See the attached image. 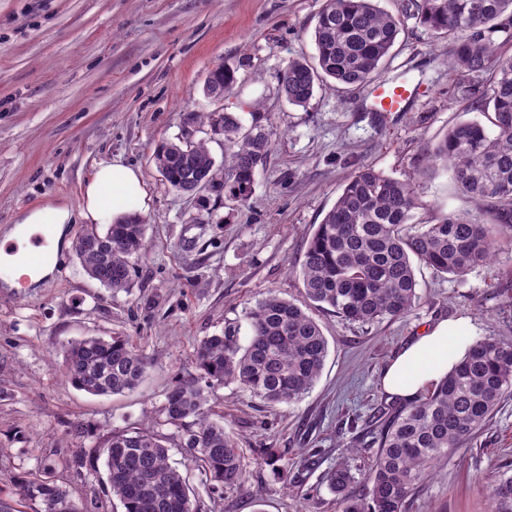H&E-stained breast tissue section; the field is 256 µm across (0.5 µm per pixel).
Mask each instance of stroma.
<instances>
[{
    "label": "stroma",
    "mask_w": 512,
    "mask_h": 512,
    "mask_svg": "<svg viewBox=\"0 0 512 512\" xmlns=\"http://www.w3.org/2000/svg\"><path fill=\"white\" fill-rule=\"evenodd\" d=\"M326 0H0V236L48 206L78 210L97 166L115 158L138 168L147 192L148 251L129 291L84 274L70 245L85 227H66L67 247L50 277L13 288L0 280V471L20 473L41 458L66 460L110 431L160 419L175 381L197 377L196 344L225 324L249 338L245 309L274 292L319 323L328 356L311 390L270 405L237 385L211 404L244 457L247 478L208 494L205 473L180 452L172 460L195 489L202 512H338L328 475L338 463L370 468L376 449L364 425L388 397L381 372L422 329L470 318L477 336L512 339V258L461 278L416 268L420 300L404 318L349 323L309 307L294 271L305 242L360 167L413 180L432 221L479 212L451 172L424 174L446 130L479 119L454 93L448 43L416 18L405 21L375 79L408 73L426 89L405 111L365 106L363 87L327 81L307 107L277 94L289 59L313 54L312 33ZM235 68L232 111L250 123L259 108L273 152L245 203L223 194L172 190L152 158L187 133L183 115L217 108L203 91L217 64ZM87 335L136 341L153 362L122 395L95 396L64 381L63 349ZM274 449L282 472L263 463ZM512 474V396L502 399L467 447L439 462L409 512H488L487 490Z\"/></svg>",
    "instance_id": "1"
}]
</instances>
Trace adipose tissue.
Returning a JSON list of instances; mask_svg holds the SVG:
<instances>
[{"instance_id":"1","label":"adipose tissue","mask_w":512,"mask_h":512,"mask_svg":"<svg viewBox=\"0 0 512 512\" xmlns=\"http://www.w3.org/2000/svg\"><path fill=\"white\" fill-rule=\"evenodd\" d=\"M146 191L138 169L118 160L100 163L83 188L80 217L105 223L142 210ZM469 320H442L413 338L386 369L382 384L395 399L411 402L435 387L474 342Z\"/></svg>"}]
</instances>
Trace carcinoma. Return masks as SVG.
I'll return each mask as SVG.
<instances>
[{
	"label": "carcinoma",
	"instance_id": "cac0c4a2",
	"mask_svg": "<svg viewBox=\"0 0 512 512\" xmlns=\"http://www.w3.org/2000/svg\"><path fill=\"white\" fill-rule=\"evenodd\" d=\"M403 11L448 41L454 90L473 110L493 109V132L478 122H460L433 150L435 165L453 171L461 194L482 203L487 220L466 211L433 224L417 219L422 202L412 180L388 176L371 166L351 175L333 207L307 238L298 273L311 302L346 322L370 325L406 317L416 306L414 263L460 278L491 262L503 248L502 231L512 228V55L492 38L512 42V0H403ZM400 17L374 0H326L312 40L316 54L288 62L278 94L305 107L315 86L327 78L365 86L390 56L401 31ZM234 70L219 64L204 91L235 92ZM224 136V164L207 143L187 138L164 142L154 162L164 181L186 192L208 181L234 202H244L257 173L265 168L274 133L253 116L246 128L233 112L210 119ZM146 224L133 212L80 233L76 259L89 276L114 292L130 288L136 262L146 253ZM251 336L240 342L233 324L204 338L195 349L198 379L178 380L168 391L164 420L150 428L111 431L99 443L79 449L71 464L103 461L104 492L125 512H197L186 475L170 463L169 437L180 433L190 464L209 476L211 495L240 485L243 457L224 425L213 419L209 391L235 383L268 404H291L313 387L328 355L318 323L300 306L268 293L245 310ZM150 362L127 336H85L67 342L62 370L68 383L91 395L134 389ZM512 392V341L484 336L474 342L446 379L419 399L380 408L370 417L377 451L361 478L343 464L329 474L339 512H407L416 489L434 474L438 460L472 440L501 399ZM492 512H512V476L489 487ZM100 512L97 503H78L58 483L46 460L21 474L0 472V512Z\"/></svg>",
	"mask_w": 512,
	"mask_h": 512
}]
</instances>
